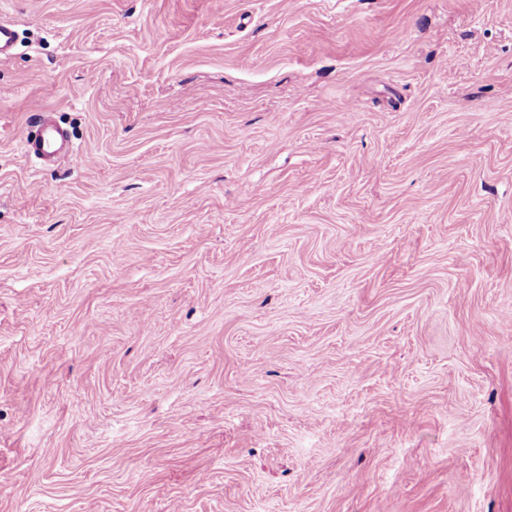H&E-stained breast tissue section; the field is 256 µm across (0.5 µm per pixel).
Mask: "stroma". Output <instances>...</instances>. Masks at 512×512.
Listing matches in <instances>:
<instances>
[{
    "label": "stroma",
    "mask_w": 512,
    "mask_h": 512,
    "mask_svg": "<svg viewBox=\"0 0 512 512\" xmlns=\"http://www.w3.org/2000/svg\"><path fill=\"white\" fill-rule=\"evenodd\" d=\"M1 19L0 512H512V0ZM34 129L22 142L26 156L37 158L43 165L52 166L65 157L71 163L79 160L69 131L43 112L35 114Z\"/></svg>",
    "instance_id": "obj_1"
}]
</instances>
